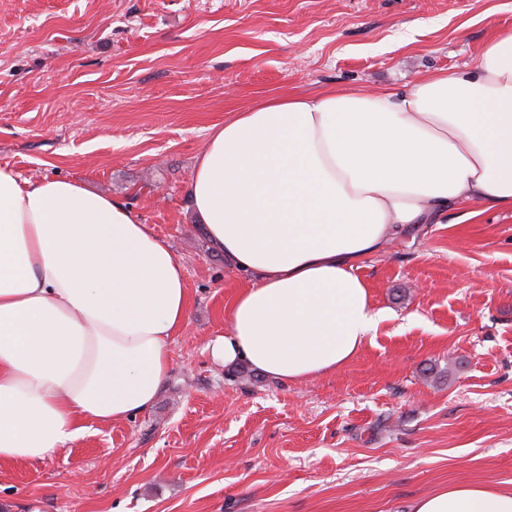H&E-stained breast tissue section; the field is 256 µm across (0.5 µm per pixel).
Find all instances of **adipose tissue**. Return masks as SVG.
I'll return each instance as SVG.
<instances>
[{
  "label": "adipose tissue",
  "instance_id": "adipose-tissue-1",
  "mask_svg": "<svg viewBox=\"0 0 512 512\" xmlns=\"http://www.w3.org/2000/svg\"><path fill=\"white\" fill-rule=\"evenodd\" d=\"M186 192L243 278L213 361L282 385L335 371L385 317L358 274L448 205L512 211V28L405 91L272 96L213 127ZM186 270L125 203L0 168V462L36 463L87 423L151 409L188 320ZM411 512H512L461 483Z\"/></svg>",
  "mask_w": 512,
  "mask_h": 512
}]
</instances>
